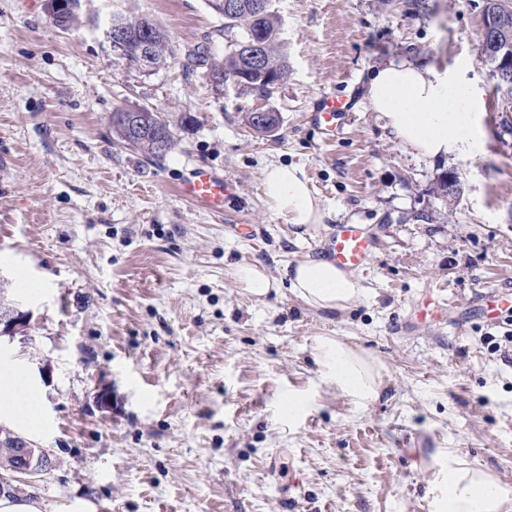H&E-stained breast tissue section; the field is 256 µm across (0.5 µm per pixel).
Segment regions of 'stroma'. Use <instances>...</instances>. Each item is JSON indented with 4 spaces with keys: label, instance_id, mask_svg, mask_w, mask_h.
<instances>
[{
    "label": "stroma",
    "instance_id": "35a3bbf8",
    "mask_svg": "<svg viewBox=\"0 0 512 512\" xmlns=\"http://www.w3.org/2000/svg\"><path fill=\"white\" fill-rule=\"evenodd\" d=\"M273 0L288 75L268 97L215 91L187 57L223 58V17L206 0H81L54 27L46 0H0V313L31 327L0 335L45 393V429H0L46 449L12 498L62 512H431L434 449L491 472L512 491V317L485 325L475 297L512 294V101L479 59L483 0ZM150 15L176 56L151 73L105 39L110 12ZM415 58L463 73L480 102L478 144L425 159L371 111L363 87L383 63ZM352 97L327 141L311 109ZM164 113L177 145L147 160L119 144L116 104ZM260 106L274 134L247 127ZM201 165L232 193L213 213L179 192ZM273 165L303 170L326 211L297 234L263 194ZM456 171L463 192H432ZM339 224L374 246L365 295L312 309L285 272L319 256ZM262 267L277 290L255 299L234 270ZM466 312L464 332L452 317ZM332 336L382 367L376 400L357 404L321 380L315 340ZM112 395L110 410L95 402Z\"/></svg>",
    "mask_w": 512,
    "mask_h": 512
}]
</instances>
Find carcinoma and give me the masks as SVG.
<instances>
[{"label": "carcinoma", "mask_w": 512, "mask_h": 512, "mask_svg": "<svg viewBox=\"0 0 512 512\" xmlns=\"http://www.w3.org/2000/svg\"><path fill=\"white\" fill-rule=\"evenodd\" d=\"M235 2H237L238 8L224 14V36L228 44V53L224 59L211 63L206 58V53L202 51L187 59L186 66L200 67L204 70L211 65L221 66L224 68V74L242 77V81L238 85V90L242 93H257L265 97L270 94L273 85L262 82L253 75L256 67L253 66L250 56L251 48L248 43L256 32H263L265 47L260 60L261 68L275 79H284L288 74V61L280 40L278 19L270 7L260 14L256 13L252 8L254 0H235ZM149 30L148 39L152 45L154 56L165 63L174 58V46L166 30L157 22L149 27ZM123 108L122 104L116 105L110 117L112 132L121 144L140 152L151 161L164 158L174 149L175 138L169 120L165 116L162 115L158 119L146 123L144 132L138 138L132 139L121 119V113H119V110ZM247 123L257 134L263 135L276 129L278 119L271 117L268 119V124L265 125L258 119V115L251 111L247 114ZM160 141L165 142L166 150L158 149L157 143Z\"/></svg>", "instance_id": "cac0c4a2"}]
</instances>
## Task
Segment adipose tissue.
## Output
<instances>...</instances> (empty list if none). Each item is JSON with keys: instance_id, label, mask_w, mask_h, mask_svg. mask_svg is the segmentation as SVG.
<instances>
[{"instance_id": "ef3b65f1", "label": "adipose tissue", "mask_w": 512, "mask_h": 512, "mask_svg": "<svg viewBox=\"0 0 512 512\" xmlns=\"http://www.w3.org/2000/svg\"><path fill=\"white\" fill-rule=\"evenodd\" d=\"M476 93L447 70L411 59L376 69L365 89L372 111L381 113L397 137L425 158H438L450 148H468L458 116L472 107ZM264 193L288 223H322L325 211L304 172L295 166L268 168ZM290 291L316 310H344L360 300L363 290L351 272L332 261L308 257L289 275ZM323 381L358 402L378 397L381 375L375 363L342 342L323 337L314 349ZM43 392L25 364L0 356V416L22 417L30 436L42 432ZM434 512H512V494L489 471L473 466L445 448L436 449L429 481Z\"/></svg>"}]
</instances>
